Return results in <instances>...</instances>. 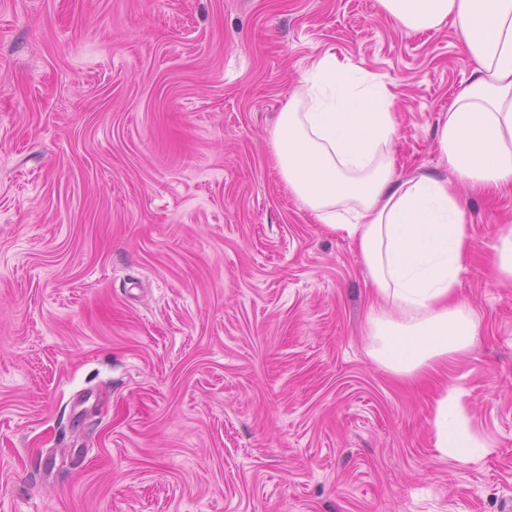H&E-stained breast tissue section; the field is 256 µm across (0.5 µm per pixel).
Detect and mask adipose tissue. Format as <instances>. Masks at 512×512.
Returning a JSON list of instances; mask_svg holds the SVG:
<instances>
[{
  "label": "adipose tissue",
  "instance_id": "1",
  "mask_svg": "<svg viewBox=\"0 0 512 512\" xmlns=\"http://www.w3.org/2000/svg\"><path fill=\"white\" fill-rule=\"evenodd\" d=\"M408 32L453 20L475 77L453 98L438 149L464 184L512 186V0H379ZM394 96L366 71L318 58L279 113L272 132L278 171L318 223L351 239L378 302L368 314L370 356L418 377L468 353L479 313L458 297L471 251L466 213L447 178L394 173ZM461 388L447 386L431 419L441 458L484 457L489 444L469 428Z\"/></svg>",
  "mask_w": 512,
  "mask_h": 512
}]
</instances>
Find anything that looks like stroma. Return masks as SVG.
<instances>
[{
  "mask_svg": "<svg viewBox=\"0 0 512 512\" xmlns=\"http://www.w3.org/2000/svg\"><path fill=\"white\" fill-rule=\"evenodd\" d=\"M394 95L395 172L447 175L437 130L477 64L452 22L378 0H0V512H512V189L457 186L448 367L478 460L432 446L436 383L365 346L349 238L271 134L320 56ZM497 271L502 278L512 279V229L501 231L498 237Z\"/></svg>",
  "mask_w": 512,
  "mask_h": 512,
  "instance_id": "1",
  "label": "stroma"
}]
</instances>
